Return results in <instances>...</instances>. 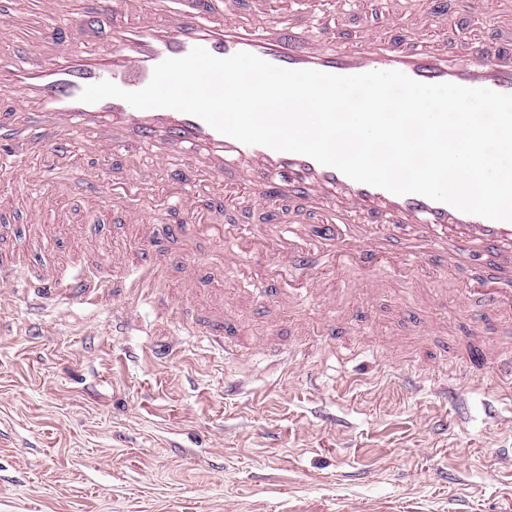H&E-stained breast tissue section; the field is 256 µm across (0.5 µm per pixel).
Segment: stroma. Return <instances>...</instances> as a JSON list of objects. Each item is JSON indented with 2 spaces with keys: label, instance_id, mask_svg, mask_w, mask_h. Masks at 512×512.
<instances>
[{
  "label": "stroma",
  "instance_id": "35a3bbf8",
  "mask_svg": "<svg viewBox=\"0 0 512 512\" xmlns=\"http://www.w3.org/2000/svg\"><path fill=\"white\" fill-rule=\"evenodd\" d=\"M468 2L421 0L399 29L489 51L512 42L497 0L480 12ZM340 28L345 46L385 34L382 0H364ZM99 235L100 257L78 259L90 278H111L102 254L115 247L148 263L118 219ZM27 236L21 219L7 225L0 262L75 257L73 236L36 246ZM198 249L202 288L234 306L225 355L144 304L141 329L113 324L106 290L36 312L35 284L0 292V512H512V428L484 412H511L512 397L499 399L488 378L444 401L395 376H447L463 320L414 312L393 273L373 308H349L346 349L329 341L282 367L249 350L258 331L282 347L299 342L288 330L297 309L251 293L262 256L229 265L214 246Z\"/></svg>",
  "mask_w": 512,
  "mask_h": 512
}]
</instances>
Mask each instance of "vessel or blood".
I'll use <instances>...</instances> for the list:
<instances>
[{
  "instance_id": "1",
  "label": "vessel or blood",
  "mask_w": 512,
  "mask_h": 512,
  "mask_svg": "<svg viewBox=\"0 0 512 512\" xmlns=\"http://www.w3.org/2000/svg\"><path fill=\"white\" fill-rule=\"evenodd\" d=\"M272 0H249L250 29H243L235 0H94L79 10L74 0H0V43L14 40L21 22L38 16L43 25L30 50L0 57V163L16 166L28 189L0 194V221L24 211L34 232L56 234L69 222L66 208L47 193L80 173L89 191L83 200L93 218L119 212L140 228V244L151 261L128 274V253L106 257L123 288L112 300L113 317L131 320L135 303L167 310L190 336L224 341L223 306L194 311L190 282L198 256L172 249L178 238L229 247L238 255L258 247L267 264L262 293L274 301L305 307L320 301L327 314L318 336L336 333V285L348 268L362 277L350 283L352 297L372 306L388 267L420 283L423 259L451 269L456 279L433 293L434 304L455 299L468 324L462 341L468 357L480 360L498 386L512 385V222L461 212L424 196L396 195L356 182L313 158L247 145L213 129L197 116L164 108L140 110L124 100L80 101L86 85L108 80L127 91L144 88L156 65L185 56L196 46L225 58L252 53L287 69L353 75L398 70L423 83L449 82L512 94V52L486 54L460 41L454 55L406 36L396 45L374 35L339 47L336 24L355 0H288L291 24L279 22ZM96 159L93 167L81 157ZM266 209L272 197L296 201L315 212L325 229L310 238L303 225L270 224L259 234L225 224L207 202L228 190ZM183 263L186 289L164 294L160 283L170 266ZM300 286L278 288L279 275ZM41 298L84 301L99 288L80 274L63 276L56 263L41 264ZM498 337L480 343L487 322Z\"/></svg>"
}]
</instances>
